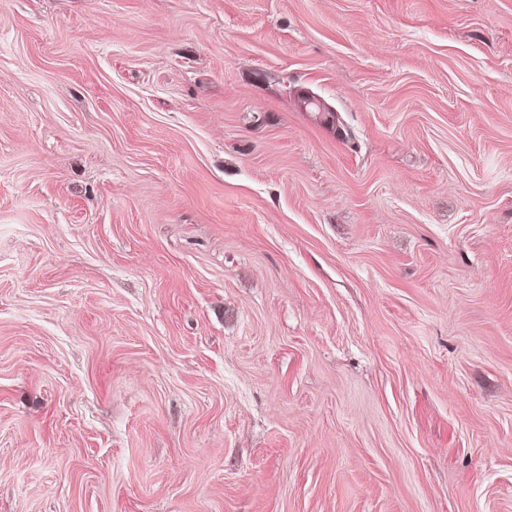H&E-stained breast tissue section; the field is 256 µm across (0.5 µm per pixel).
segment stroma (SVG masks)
Segmentation results:
<instances>
[{"label":"stroma","instance_id":"35a3bbf8","mask_svg":"<svg viewBox=\"0 0 512 512\" xmlns=\"http://www.w3.org/2000/svg\"><path fill=\"white\" fill-rule=\"evenodd\" d=\"M0 512H512V0H0Z\"/></svg>","mask_w":512,"mask_h":512}]
</instances>
